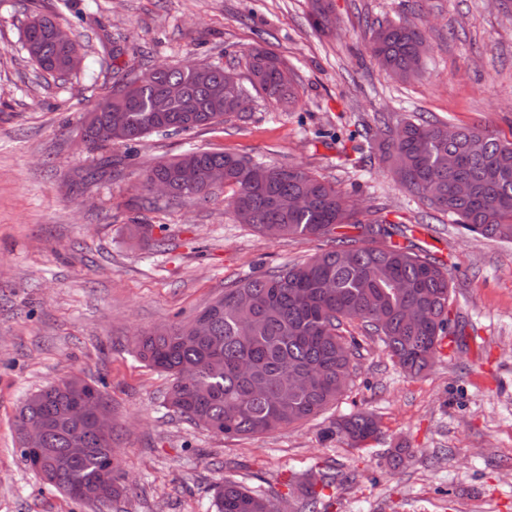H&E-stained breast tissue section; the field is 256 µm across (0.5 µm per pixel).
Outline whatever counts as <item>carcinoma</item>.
<instances>
[{
    "label": "carcinoma",
    "mask_w": 512,
    "mask_h": 512,
    "mask_svg": "<svg viewBox=\"0 0 512 512\" xmlns=\"http://www.w3.org/2000/svg\"><path fill=\"white\" fill-rule=\"evenodd\" d=\"M313 23L335 24L329 0H313ZM50 15H35L23 30L22 48L37 69L57 80L71 75L57 45ZM426 43L415 23L387 22L371 29L369 47L379 66L407 81L418 75V47ZM253 89L267 103L293 98L286 64L273 52L254 48L248 54ZM226 71L218 64L189 63L154 67L140 77L113 83L97 107L81 120V138L89 146L120 142L121 158L134 157V145L156 133L173 135L224 123L238 114L237 93L225 87ZM381 159L392 164L401 188L448 216L465 231L486 239L512 242V141L477 128L448 131V124L407 119L400 128L384 126ZM463 163L448 168V156ZM199 172L187 188L180 170ZM224 170L232 194L225 206L240 224L260 235L333 237L334 246L307 260L270 273L250 274L192 318L145 330L135 339L138 357L168 374L172 384L166 406L190 424L243 438L302 424L325 411L346 391L355 373L360 344L345 336V324L359 320L380 337L391 359L411 376L429 369L432 355L450 332L448 270L415 242L406 224L377 219L351 221L352 206L335 185L301 168L271 166L233 154L191 148L172 158H158L143 169V185L168 182L172 198L211 200V170ZM464 183L468 193L455 191ZM355 230L348 234L345 229ZM421 319L411 322L406 311ZM208 322L205 336L195 322ZM310 384L298 388L295 377ZM77 391L104 398L103 392L71 375L49 382L23 401L16 425L27 419L47 423L49 463L36 474L48 485L87 504L104 507L125 490L120 462L110 461V444L87 424L65 415ZM373 414L358 410L321 432L325 440L343 438L358 448L375 438ZM76 439L89 452L74 458L68 448ZM336 485V474L311 471L302 481L299 512H319L318 488ZM281 494L252 489L226 476L209 504L211 512H281Z\"/></svg>",
    "instance_id": "cac0c4a2"
}]
</instances>
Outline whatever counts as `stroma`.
<instances>
[{"instance_id": "stroma-1", "label": "stroma", "mask_w": 512, "mask_h": 512, "mask_svg": "<svg viewBox=\"0 0 512 512\" xmlns=\"http://www.w3.org/2000/svg\"><path fill=\"white\" fill-rule=\"evenodd\" d=\"M336 28L317 34L311 0H0V512H95L21 460L13 423L26 396L76 374L104 381L126 491L110 512H206L234 475L297 508L292 477L335 468L325 512H512V243L467 234L409 196L376 149L341 165L335 134L420 116L512 140V0H330ZM55 15L81 42V69L42 77L21 47L31 15ZM420 24L430 51L421 76L392 80L366 50L372 21ZM119 55H112V48ZM276 53L295 99L222 125L143 138L115 176H96L123 144L84 146L80 117L117 79L163 63H217L247 83L245 52ZM298 166L329 180L372 216L417 228L448 269L456 341L432 368L407 376L382 342L348 324L360 344L349 389L325 413L267 435L227 439L168 412L166 373L137 358L135 335L187 319L252 273L329 249L331 238L266 239L224 203L158 199L140 209L146 162L190 148ZM153 225L163 247L131 239ZM364 409L381 432L366 447L322 441L323 428ZM404 443L399 470L387 451Z\"/></svg>"}]
</instances>
